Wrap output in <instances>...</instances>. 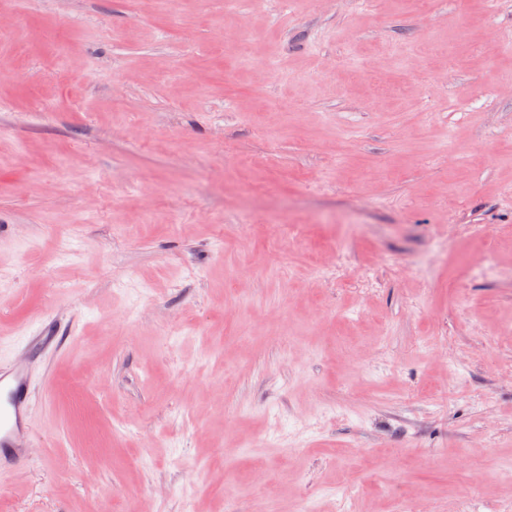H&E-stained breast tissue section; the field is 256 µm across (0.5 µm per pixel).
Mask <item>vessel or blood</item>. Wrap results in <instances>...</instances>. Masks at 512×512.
I'll list each match as a JSON object with an SVG mask.
<instances>
[{
    "label": "vessel or blood",
    "mask_w": 512,
    "mask_h": 512,
    "mask_svg": "<svg viewBox=\"0 0 512 512\" xmlns=\"http://www.w3.org/2000/svg\"><path fill=\"white\" fill-rule=\"evenodd\" d=\"M31 379L26 363L0 367V458L22 464L30 441Z\"/></svg>",
    "instance_id": "b4317fda"
}]
</instances>
